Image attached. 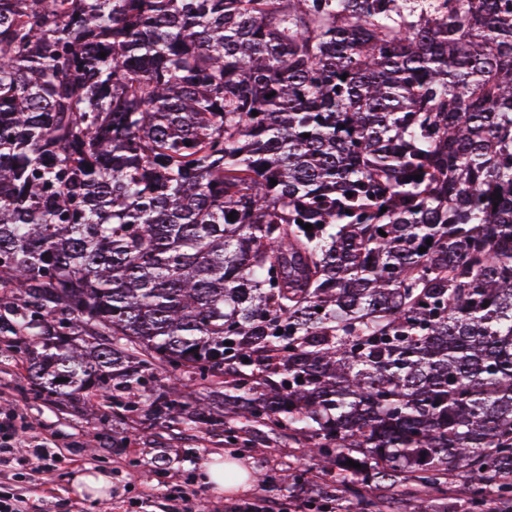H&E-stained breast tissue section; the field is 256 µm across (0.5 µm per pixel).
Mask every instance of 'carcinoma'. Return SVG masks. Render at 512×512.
Masks as SVG:
<instances>
[{"mask_svg":"<svg viewBox=\"0 0 512 512\" xmlns=\"http://www.w3.org/2000/svg\"><path fill=\"white\" fill-rule=\"evenodd\" d=\"M0 288L62 401L511 506L512 0H0Z\"/></svg>","mask_w":512,"mask_h":512,"instance_id":"1","label":"carcinoma"}]
</instances>
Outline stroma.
<instances>
[{"mask_svg": "<svg viewBox=\"0 0 512 512\" xmlns=\"http://www.w3.org/2000/svg\"><path fill=\"white\" fill-rule=\"evenodd\" d=\"M109 398L92 397L88 407L72 411L53 395L36 394L28 384V361L13 340L0 336V409L10 405L23 415L31 435L48 439L64 455L50 471L25 474L16 463L17 449H5L8 465L0 466V489L25 487L26 512H175L168 493L188 488L189 512H337L335 498L321 491L319 476L292 485L281 482L287 468H304L297 443L284 435L238 445L227 444L224 428L153 420L130 413L100 419ZM244 464L251 472L273 474L272 482H251L242 493L204 482L203 465L211 456ZM86 470L106 473L112 481L108 499L82 498L71 481Z\"/></svg>", "mask_w": 512, "mask_h": 512, "instance_id": "1", "label": "stroma"}]
</instances>
